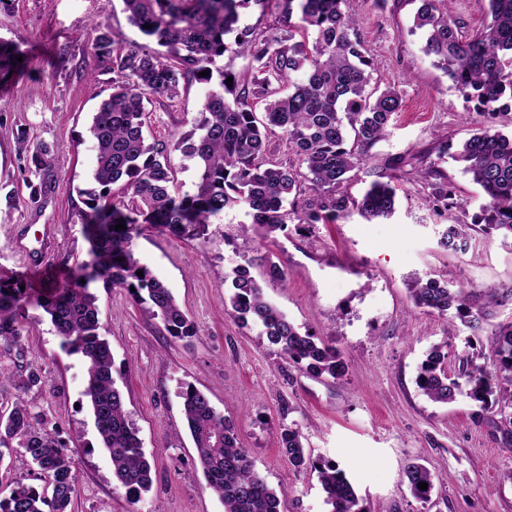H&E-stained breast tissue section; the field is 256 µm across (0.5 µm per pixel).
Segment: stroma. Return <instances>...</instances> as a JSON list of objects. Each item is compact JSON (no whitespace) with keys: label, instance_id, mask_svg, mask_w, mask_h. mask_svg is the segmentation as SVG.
I'll return each mask as SVG.
<instances>
[{"label":"stroma","instance_id":"1","mask_svg":"<svg viewBox=\"0 0 512 512\" xmlns=\"http://www.w3.org/2000/svg\"><path fill=\"white\" fill-rule=\"evenodd\" d=\"M419 6V0H347L377 61L374 81L394 85L403 98L389 136L353 171L348 190L361 196L401 160L391 219L291 223L271 239L242 229L245 216L236 210L195 240L143 228L133 251L195 324L196 336L184 340L168 336L126 290L91 283L113 376L151 464V488L139 502L118 488L99 444L83 395L84 361L61 348L42 309L27 307L26 359L47 376L28 399L59 420L62 437L76 449L72 512H224L186 428L181 394L189 385L231 420L259 472L284 490L283 512H329L316 473L294 470L282 451L280 433L288 427L300 431L313 457L344 469L372 512H512V433L499 410L481 411L464 396L435 403L417 385L426 354L443 342L453 351L449 374L466 355L490 369L496 361L488 346L468 345L469 331L456 317L415 307L408 284L434 277L478 290L512 285V242L499 232L473 234L463 252L440 244L444 219L428 202L420 153L432 149L463 204L459 218L471 221L484 194L452 155L484 118L424 54V34L413 28ZM98 24L119 48L151 46L129 24L122 0H0V40L22 52L14 73L0 80V187L16 198L10 208L0 197V278L24 277L35 293L62 287L70 280L67 263L88 257L78 212L84 190L94 186L89 127L112 80L93 55ZM208 90L192 82L175 100L148 104L150 137L167 142L189 130ZM20 126L56 148V181L36 201L29 189L36 176L24 168L13 135ZM270 260L283 266L285 279L264 281L266 298L296 326L334 341L346 364L341 379L289 365L260 326L225 311L226 274L246 263L262 278ZM411 462L435 476L429 500L414 498L407 487Z\"/></svg>","mask_w":512,"mask_h":512}]
</instances>
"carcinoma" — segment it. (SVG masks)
<instances>
[{"label":"carcinoma","instance_id":"cac0c4a2","mask_svg":"<svg viewBox=\"0 0 512 512\" xmlns=\"http://www.w3.org/2000/svg\"><path fill=\"white\" fill-rule=\"evenodd\" d=\"M277 2L297 21L288 23L286 30L259 36L241 24V10L266 0H123L130 24L153 39L158 49H118L109 32L97 27L94 56L102 70L112 74V93L93 114L90 126L98 188L83 191L85 209L78 212L89 260L77 264L69 283L42 299L20 289V280L0 281V343L16 360H25L20 309L34 305L50 317L63 348L86 363L83 395L89 399L100 443L110 456L119 488L136 500L151 487V467L116 386L97 297L86 283L100 280L108 288L125 289L169 336L183 340L197 335L196 326L171 289L134 255L133 241L143 225L198 239L213 219L240 209L268 238L289 223L334 224L355 214L372 221L395 213L397 175L373 182L359 199L348 193L347 186L351 172L388 134L402 107L400 92L390 85L382 91L369 88L374 59L343 9L346 0ZM421 2L414 28L424 32L423 51L433 58V65L465 100L475 103L476 111L493 117L511 108L512 0H487V20L469 36L460 31L447 0ZM227 53L249 58L248 72L214 71L216 60ZM18 54L15 46L0 42L1 77L11 74ZM202 71L208 75H200ZM215 75L218 89L205 96L192 129L170 143L149 141L146 104L154 97L173 100L181 83L209 84ZM276 129L306 173L267 156L268 133ZM17 141L25 167L40 176L38 184L29 185L36 199L50 191L54 181L55 148L31 141L25 130L17 133ZM176 152L193 161L196 181L191 193L174 186ZM454 160L481 187L486 203L477 220L461 221L453 211L462 209V203L447 178L431 165L424 169L433 210L451 221L442 232L441 245L455 250L473 233L493 230L512 238V136L491 126L479 128L465 139ZM119 223L126 229H115ZM138 270L143 276L136 274ZM224 283L230 289L224 300L228 313L245 324L261 326L269 344L288 363L318 378L336 380L344 374L336 346L301 332L269 302L250 265L235 267ZM408 291L415 306L441 316L451 311L472 335L487 333L497 361L495 370L489 371L471 359L451 376L448 343L436 345L420 366L417 384L422 392L442 404L464 394L483 410L512 409V321L484 331L492 309L512 303V287L476 291L417 279L408 284ZM0 378L16 391L10 411L0 413V460L6 449H24L37 469L36 479L51 487L47 497L26 479H16L9 496L0 499V512H70L77 482L73 449L61 437L58 423L34 411L24 398L41 386L45 371L28 363L14 373L1 370ZM182 398L199 464L224 503V512H282L284 491L271 487L259 474L231 421L191 386ZM281 440L293 467L317 472L331 512H368L344 470L334 461L313 457L300 431L285 429ZM406 478L417 499L428 498L434 489V476L419 463L408 465ZM421 482L427 489H419Z\"/></svg>","mask_w":512,"mask_h":512}]
</instances>
